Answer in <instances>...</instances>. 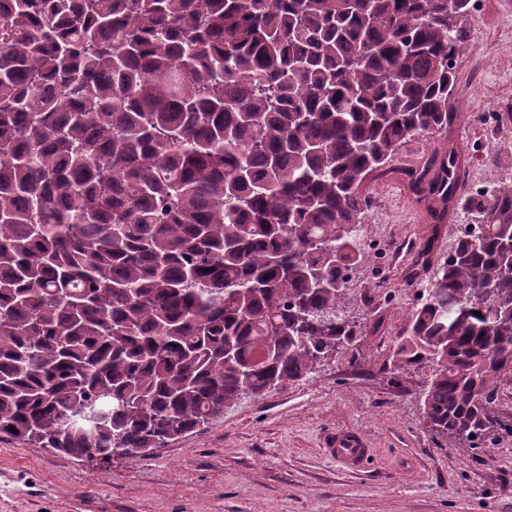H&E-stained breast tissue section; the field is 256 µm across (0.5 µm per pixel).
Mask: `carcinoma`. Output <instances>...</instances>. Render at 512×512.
Wrapping results in <instances>:
<instances>
[{
	"mask_svg": "<svg viewBox=\"0 0 512 512\" xmlns=\"http://www.w3.org/2000/svg\"><path fill=\"white\" fill-rule=\"evenodd\" d=\"M471 0H0V434L137 457L314 374L362 263L366 186L434 220L390 365L470 449L512 385V186L459 192ZM476 234L433 261L448 210ZM480 315H475V312ZM15 431H10V428Z\"/></svg>",
	"mask_w": 512,
	"mask_h": 512,
	"instance_id": "1",
	"label": "carcinoma"
}]
</instances>
